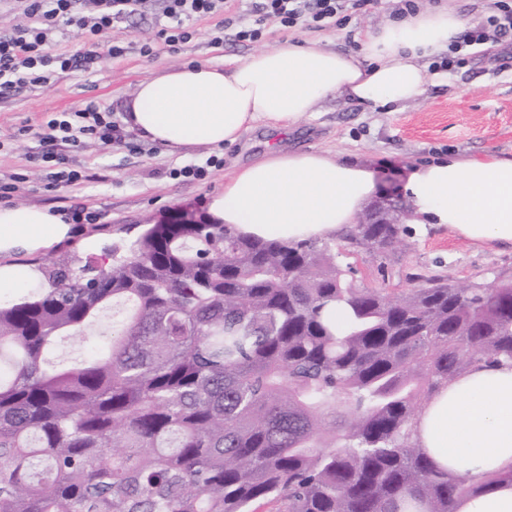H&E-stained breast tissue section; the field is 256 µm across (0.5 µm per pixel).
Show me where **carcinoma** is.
Segmentation results:
<instances>
[{
	"label": "carcinoma",
	"mask_w": 512,
	"mask_h": 512,
	"mask_svg": "<svg viewBox=\"0 0 512 512\" xmlns=\"http://www.w3.org/2000/svg\"><path fill=\"white\" fill-rule=\"evenodd\" d=\"M346 242L390 250L400 225ZM46 279L0 304V512H458L477 491L438 471L415 424L474 364L512 362V275L392 296L331 240L200 215ZM66 336L96 350L51 359Z\"/></svg>",
	"instance_id": "1"
}]
</instances>
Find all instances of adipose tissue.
<instances>
[{"label":"adipose tissue","instance_id":"obj_1","mask_svg":"<svg viewBox=\"0 0 512 512\" xmlns=\"http://www.w3.org/2000/svg\"><path fill=\"white\" fill-rule=\"evenodd\" d=\"M464 21L425 7L366 30L356 53L284 41L229 67L187 62L137 84L125 104L130 129L177 152L238 142L255 125L286 131L322 102L397 111L432 78L424 60L446 51ZM399 194L414 223L483 248L512 249V157L451 154L408 166ZM378 171L324 151L272 149L236 169L208 201L212 219L258 239L340 236L381 198ZM61 214L0 206V288L33 285L34 266L15 261L67 242ZM434 463L470 484L512 470V362L477 365L442 387L417 418Z\"/></svg>","mask_w":512,"mask_h":512}]
</instances>
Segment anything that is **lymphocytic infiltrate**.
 <instances>
[{
    "mask_svg": "<svg viewBox=\"0 0 512 512\" xmlns=\"http://www.w3.org/2000/svg\"><path fill=\"white\" fill-rule=\"evenodd\" d=\"M145 0H23L29 26L13 33L0 35V94L26 85L48 83L55 71L88 69L96 57L89 50L80 55L52 53L49 36L59 19L78 25L88 42L111 29L114 23L137 13ZM236 0H164V14L171 24L162 28L158 37L169 48H177L191 40L193 33L187 22L209 15H223L225 25L236 26V37L242 42L259 41L268 25L283 30L295 27L321 29L328 26L343 27L352 16L366 11L374 0H257L252 7L250 23L235 25L233 14ZM512 37V0H495L493 12L485 23L462 31L450 45L448 66L462 65L461 48L481 45L488 41ZM48 132L43 136V149L39 161L50 168L49 178L54 184L72 185L81 181V171L72 168L67 158L56 152L59 141L77 142L78 139L103 144L115 140L119 126L111 121L109 113L99 111L95 104L84 109L51 119Z\"/></svg>",
    "mask_w": 512,
    "mask_h": 512,
    "instance_id": "lymphocytic-infiltrate-1",
    "label": "lymphocytic infiltrate"
}]
</instances>
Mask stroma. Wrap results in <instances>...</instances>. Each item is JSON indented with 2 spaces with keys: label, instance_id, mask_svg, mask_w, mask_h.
<instances>
[{
  "label": "stroma",
  "instance_id": "1",
  "mask_svg": "<svg viewBox=\"0 0 512 512\" xmlns=\"http://www.w3.org/2000/svg\"><path fill=\"white\" fill-rule=\"evenodd\" d=\"M399 0H378L344 27L321 30L296 28L286 32L269 27L260 41L239 43L235 27L220 15L190 20V42L178 50L159 44V30L167 26L162 0H145L139 14L124 20L98 39L97 60L86 71L58 72L44 86H23L0 98V179L13 183L16 204L58 209L80 205L97 214L96 223L73 226L69 242L32 256L34 266L58 259L86 262L100 257L114 243L135 238L145 225L167 221L189 211L201 213L211 194L224 187L236 167L264 151L267 129L248 131L234 145L215 150L187 146L178 154L146 139L137 150L123 144L65 145L64 150L87 179L76 186H57L30 157L47 133L49 120L95 103L100 111L124 121L123 105L143 80L184 62L212 65L241 60L259 49L276 47L286 37L308 39L330 50L357 49V34L394 17ZM152 41L157 53L147 57L138 49ZM127 52L112 56V44ZM465 65L436 78L424 95L396 112H364L342 100L322 104L309 113L278 143L283 150L316 149L379 165L392 157L403 164L454 151L465 156L493 152L512 156V44L487 42L467 50ZM223 157L205 179L173 177L175 169L205 165L211 155ZM402 244L378 257L368 252L345 255L357 283L396 294L413 277L441 276L456 282L490 283L500 272L512 273V251L479 250L444 230H422L411 215L401 218Z\"/></svg>",
  "mask_w": 512,
  "mask_h": 512
}]
</instances>
